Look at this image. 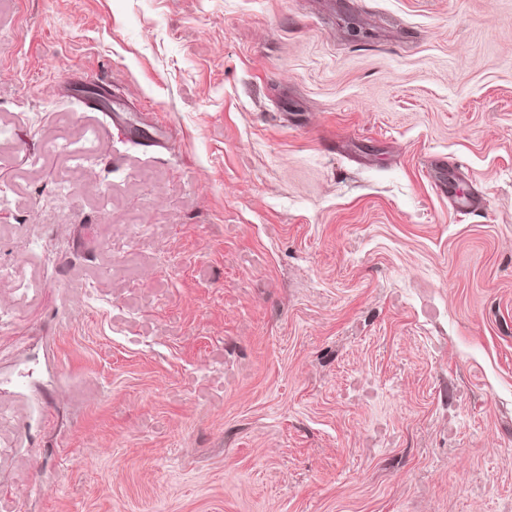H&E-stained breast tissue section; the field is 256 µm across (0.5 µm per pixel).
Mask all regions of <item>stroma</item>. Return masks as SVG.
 <instances>
[{"label":"stroma","mask_w":512,"mask_h":512,"mask_svg":"<svg viewBox=\"0 0 512 512\" xmlns=\"http://www.w3.org/2000/svg\"><path fill=\"white\" fill-rule=\"evenodd\" d=\"M0 128V512H512V0H0Z\"/></svg>","instance_id":"obj_1"}]
</instances>
